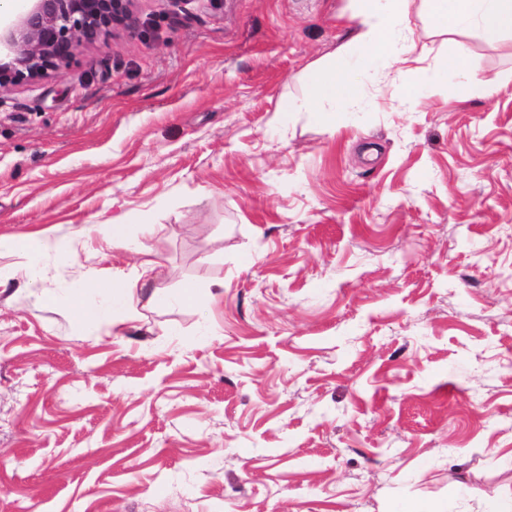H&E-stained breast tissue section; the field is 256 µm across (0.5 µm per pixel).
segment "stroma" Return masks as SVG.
<instances>
[{
  "instance_id": "1",
  "label": "stroma",
  "mask_w": 512,
  "mask_h": 512,
  "mask_svg": "<svg viewBox=\"0 0 512 512\" xmlns=\"http://www.w3.org/2000/svg\"><path fill=\"white\" fill-rule=\"evenodd\" d=\"M352 8L132 0L65 78L0 89V237L54 242L0 287V512L512 496V34H436L413 0L411 62L278 111ZM459 47L492 96L438 78ZM117 216L131 247L92 230ZM138 243L141 293L81 327L72 293Z\"/></svg>"
}]
</instances>
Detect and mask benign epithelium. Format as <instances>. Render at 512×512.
Here are the masks:
<instances>
[{
	"instance_id": "1",
	"label": "benign epithelium",
	"mask_w": 512,
	"mask_h": 512,
	"mask_svg": "<svg viewBox=\"0 0 512 512\" xmlns=\"http://www.w3.org/2000/svg\"><path fill=\"white\" fill-rule=\"evenodd\" d=\"M0 17V88L48 72L64 77L80 49L107 33L130 0H29Z\"/></svg>"
}]
</instances>
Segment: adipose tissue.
Here are the masks:
<instances>
[{
    "label": "adipose tissue",
    "mask_w": 512,
    "mask_h": 512,
    "mask_svg": "<svg viewBox=\"0 0 512 512\" xmlns=\"http://www.w3.org/2000/svg\"><path fill=\"white\" fill-rule=\"evenodd\" d=\"M344 19L347 46L358 64L342 62L332 70L308 68L303 99L281 100L282 112H319L336 100H357L362 87L361 65L375 62L403 64L415 49L408 25L413 0H355ZM425 9L444 34L474 29L493 42L512 33V0H423Z\"/></svg>",
    "instance_id": "1"
}]
</instances>
